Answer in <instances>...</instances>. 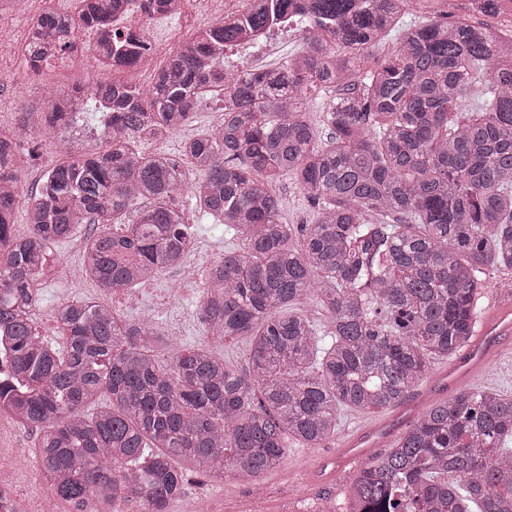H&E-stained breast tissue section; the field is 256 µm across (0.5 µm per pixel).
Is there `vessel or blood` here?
Segmentation results:
<instances>
[{"label": "vessel or blood", "mask_w": 512, "mask_h": 512, "mask_svg": "<svg viewBox=\"0 0 512 512\" xmlns=\"http://www.w3.org/2000/svg\"><path fill=\"white\" fill-rule=\"evenodd\" d=\"M512 347V304L490 308L478 321L474 338L467 348L448 364L449 386L471 380L507 348ZM389 436L381 424L354 429L338 455L352 463L362 459L368 449L383 445Z\"/></svg>", "instance_id": "1"}]
</instances>
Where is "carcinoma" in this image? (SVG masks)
I'll list each match as a JSON object with an SVG mask.
<instances>
[{"mask_svg": "<svg viewBox=\"0 0 512 512\" xmlns=\"http://www.w3.org/2000/svg\"><path fill=\"white\" fill-rule=\"evenodd\" d=\"M130 2L41 14L26 62L63 59L87 28L96 52L138 67L148 43L112 25ZM290 15L307 27L301 53L265 71L224 69V44ZM406 15V0H273L195 33L145 88L51 92L0 135V326L12 338L0 406L35 432L30 454L52 496L79 512L131 498L169 512L193 471L255 487L288 441L333 440L343 411L401 403L471 342L480 275L512 269V36ZM311 89L329 97L319 133ZM208 94L224 99L220 127L177 156L143 150L189 124ZM459 105L462 121L451 118ZM31 135L58 139L65 160L25 193L18 149ZM283 178L314 202V223H282ZM185 198L244 243L201 273L208 342L162 364L169 342L155 322L88 298L56 310L63 344L37 335L47 259L86 224L96 230L82 266L105 295L169 269L195 275ZM309 297L321 329L289 311ZM237 339L250 341L243 370L212 350ZM511 442L512 396L460 388L362 467L345 509L512 512Z\"/></svg>", "mask_w": 512, "mask_h": 512, "instance_id": "cac0c4a2", "label": "carcinoma"}]
</instances>
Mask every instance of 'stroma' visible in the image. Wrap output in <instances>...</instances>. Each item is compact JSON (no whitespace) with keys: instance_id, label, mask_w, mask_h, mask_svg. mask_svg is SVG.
Masks as SVG:
<instances>
[{"instance_id":"1","label":"stroma","mask_w":512,"mask_h":512,"mask_svg":"<svg viewBox=\"0 0 512 512\" xmlns=\"http://www.w3.org/2000/svg\"><path fill=\"white\" fill-rule=\"evenodd\" d=\"M0 26L12 33L10 43L0 46V59H7V66L0 68V125L14 127L24 109L38 106L47 93L67 91L77 86H87L95 81V74L76 62L56 63L43 69L39 83H24L14 78V70L21 58L20 47L25 37V20L18 14L0 10ZM62 147L57 139L31 137L19 150L20 165L28 185H36L46 168L54 165L61 157ZM197 251L191 255L192 264L199 269L208 266L231 236L224 225L213 223L210 217L196 209L186 213ZM83 245L82 236L76 235L59 244L56 256L62 268L61 274L41 284L40 301L35 311L36 325L40 335L52 341H61L62 336L51 319L55 307L74 296L70 283L81 266L77 251ZM182 280L176 270L159 274L145 285L135 288L121 298L117 307L125 319L133 320L151 313L160 327H171L172 335L179 348H192L204 343L205 331L196 316L199 297V281H185L189 295L178 304L159 309L158 304L176 280ZM393 409L370 411H347L341 416L335 441L319 448L290 446L283 464L267 474L262 490L253 489L234 477L224 478L190 477L184 495L170 506L171 512H215L218 504L234 508L239 505L251 506L253 512H267L276 507L278 512H332L342 506L351 494L353 482L358 475L360 464H341L336 451L349 431L362 421H381L393 416ZM296 476L299 485H288L289 476Z\"/></svg>"}]
</instances>
